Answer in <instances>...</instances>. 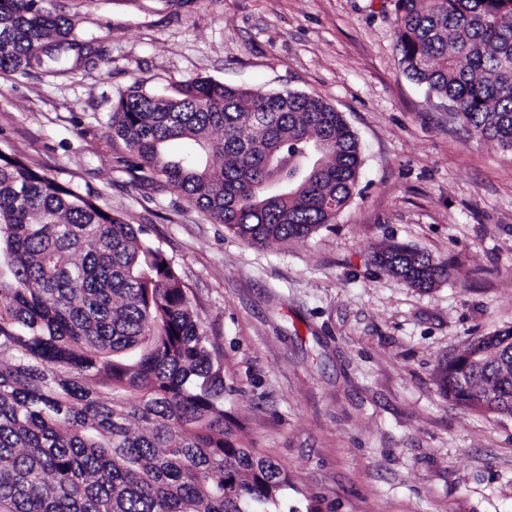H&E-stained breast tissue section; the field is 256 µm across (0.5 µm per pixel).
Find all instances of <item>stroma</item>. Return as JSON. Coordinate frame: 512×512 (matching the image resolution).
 Here are the masks:
<instances>
[{"label":"stroma","mask_w":512,"mask_h":512,"mask_svg":"<svg viewBox=\"0 0 512 512\" xmlns=\"http://www.w3.org/2000/svg\"><path fill=\"white\" fill-rule=\"evenodd\" d=\"M395 0H49L92 52L64 74L0 72V152L143 226L223 354L227 422L273 457L303 512H512V420L440 393L475 337L512 329V150L472 138L401 63ZM197 76L323 98L363 163L335 224L251 246L164 177L138 182L108 125L132 86ZM448 264L429 290L371 262Z\"/></svg>","instance_id":"35a3bbf8"}]
</instances>
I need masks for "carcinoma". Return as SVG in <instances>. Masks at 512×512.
Masks as SVG:
<instances>
[{"instance_id": "carcinoma-1", "label": "carcinoma", "mask_w": 512, "mask_h": 512, "mask_svg": "<svg viewBox=\"0 0 512 512\" xmlns=\"http://www.w3.org/2000/svg\"><path fill=\"white\" fill-rule=\"evenodd\" d=\"M0 0V71L81 58L76 20ZM405 72L471 136L512 148V0H395ZM112 134L140 179L174 190L251 244L310 237L356 190L343 115L302 92L210 77L121 95ZM188 139L193 158L169 153ZM144 229L97 197L0 152V512H280L287 471L224 425V364L188 288ZM379 270L429 290L448 263L404 246ZM437 375L479 415L512 418V330L475 339Z\"/></svg>"}]
</instances>
